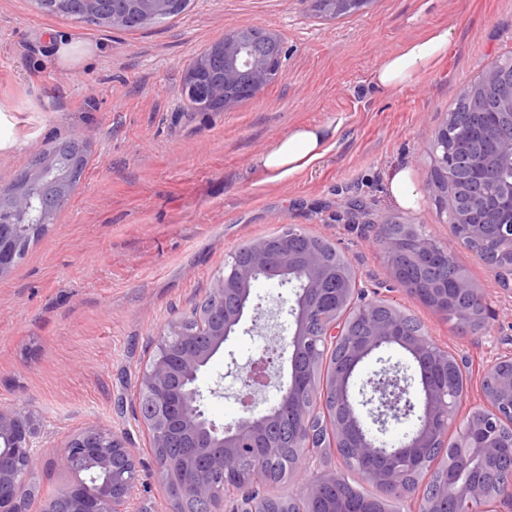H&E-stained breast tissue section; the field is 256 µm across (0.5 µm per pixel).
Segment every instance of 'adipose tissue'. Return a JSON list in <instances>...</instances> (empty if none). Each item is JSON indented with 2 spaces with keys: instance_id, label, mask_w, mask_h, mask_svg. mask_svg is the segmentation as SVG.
<instances>
[{
  "instance_id": "1",
  "label": "adipose tissue",
  "mask_w": 512,
  "mask_h": 512,
  "mask_svg": "<svg viewBox=\"0 0 512 512\" xmlns=\"http://www.w3.org/2000/svg\"><path fill=\"white\" fill-rule=\"evenodd\" d=\"M453 37V27L440 26L407 41L398 52L376 66L372 74L373 84L380 89L395 90L415 83L446 55ZM336 130L333 123L293 127L257 159L266 182L285 181L320 161L329 151Z\"/></svg>"
}]
</instances>
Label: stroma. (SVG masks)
<instances>
[{
    "label": "stroma",
    "mask_w": 512,
    "mask_h": 512,
    "mask_svg": "<svg viewBox=\"0 0 512 512\" xmlns=\"http://www.w3.org/2000/svg\"><path fill=\"white\" fill-rule=\"evenodd\" d=\"M454 27L441 64L415 84L387 91L371 73L434 26ZM277 32L288 58L282 77L223 112L191 110L187 66L225 32ZM95 46L75 68L58 64L55 37ZM512 53V0H371L362 11L325 20L308 0H190L178 17L135 32L84 26L0 0V112L15 145L0 152V186L10 185L49 143L81 132L90 157L75 193L46 235L0 277V411L26 408L39 420V493L30 512L65 489L73 474L59 451L88 427L123 437L140 461L133 494L139 512H169L142 427L138 378L154 340L188 316L222 276L232 253L292 224L336 247L357 285L415 318L465 365L459 418L485 406V370L512 353V294L492 266L467 247L455 258L484 291L486 323L463 333L399 287L374 225L393 218L448 242L451 229L430 201L429 150L461 90ZM336 121V141L305 172L269 184L255 157L296 125ZM408 169L417 208L398 206L389 179ZM289 287L256 284L265 311L208 363L201 379L209 416L244 414L242 383L274 333L290 336L279 312ZM332 469L353 485L372 484L331 455L303 462L285 482L260 485L285 496Z\"/></svg>",
    "instance_id": "1"
}]
</instances>
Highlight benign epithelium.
<instances>
[{"label":"benign epithelium","instance_id":"obj_1","mask_svg":"<svg viewBox=\"0 0 512 512\" xmlns=\"http://www.w3.org/2000/svg\"><path fill=\"white\" fill-rule=\"evenodd\" d=\"M64 18L72 15L88 25L105 24L125 27L132 20L143 23L164 13L171 0H40ZM324 12L334 15L343 11L359 12L370 0H312ZM224 57V68L215 72L206 58L190 64L185 72L186 95L196 98L200 112H224L278 81L283 74L287 49L281 37L272 30H262L261 38L239 30L224 34V39L211 45ZM468 102L466 116L493 138L494 149L487 154H471L448 140V126L460 112L453 109L434 133L430 150V198L446 223L451 225L453 240L438 243L416 224H400L397 233L379 240L396 282L412 297L422 296L424 304L439 315L448 314V306L456 296H467L475 303L457 310L456 327H467L477 316V301L484 298L482 288L464 277L455 292L438 277H422L414 282L406 278L405 260L426 270L439 261L454 259L455 245L482 235L490 217L498 225L492 248L505 261L494 266L501 287L512 292V191L489 197L480 188L476 174L502 159L512 160V55L500 58L483 69L473 83L461 93ZM60 159L47 157L29 174V182L38 186L54 182L55 193L48 196V207L67 201L66 180L54 175ZM29 199L20 190L0 187V212H25ZM301 233L294 225H286L275 236L253 241L233 254L229 271L219 277L201 305L190 316L172 322L156 340V352L144 369L138 384L140 399L149 412L140 415L149 432L157 471L173 488L171 512H224V497L230 493L266 480L264 467L281 457V432L288 419H298L293 447L299 449L295 465L319 455L322 440L321 422L309 411L313 391L303 383L301 373L291 370L288 386L267 410L229 425H218L208 418L204 395L198 385L201 373L212 357L235 335L249 309L252 290L261 280H277L290 285L293 297L283 302L294 319L295 328L284 347L292 348L291 361L299 356L314 364L322 351L342 346L347 362L334 371L330 393L336 401H348L356 368L370 356L389 345H400L419 361L418 381L400 369L383 367L378 378L367 382L370 387L367 405L380 402L412 403L420 406V426L414 444L397 449L404 472L412 473L424 449L440 439H447L448 423L457 413L448 405V390L435 386L434 365L422 356L438 347L424 331L408 329L405 315L396 307H386L379 315L380 300L363 301L354 321L349 324L322 319L327 302L344 306L352 289L336 288L328 292L326 285L336 281L328 260L316 237L308 238L302 261L288 249V239ZM13 264L10 233L0 225V277ZM320 321L322 329L313 335L310 327ZM269 372V362L255 359L243 377L244 385ZM486 406L466 420L468 434L457 455L448 461L444 476L434 483L431 494L419 499L418 512H458L460 501L482 502L489 493L485 474L505 458L498 434L504 424L512 425V354L498 359L484 380ZM37 421L27 410L0 412V512H29L32 496L38 491L37 475L42 459L34 446ZM333 441L344 446L354 444L358 461L370 464L367 478L375 484L392 482V467L373 466L379 455L376 439L362 434L353 415L336 421ZM181 444L182 451L172 457L169 448ZM58 462L65 468L78 463L112 475V480L87 489L71 505L72 512H131L138 477V462L118 434L90 427L70 438L60 449ZM339 483L332 470L321 473L317 480L301 486V493L311 502L321 499L328 488ZM230 512H293L286 500L265 499L257 492L241 496Z\"/></svg>","mask_w":512,"mask_h":512}]
</instances>
